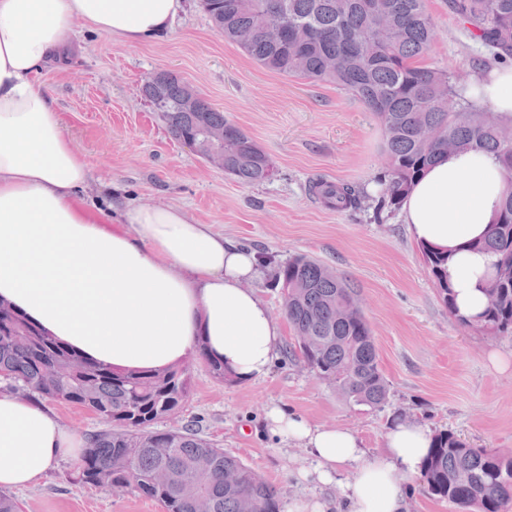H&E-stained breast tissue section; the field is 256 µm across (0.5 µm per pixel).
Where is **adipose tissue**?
Wrapping results in <instances>:
<instances>
[{"label":"adipose tissue","mask_w":512,"mask_h":512,"mask_svg":"<svg viewBox=\"0 0 512 512\" xmlns=\"http://www.w3.org/2000/svg\"><path fill=\"white\" fill-rule=\"evenodd\" d=\"M183 8L184 0H0V303L117 371L182 364L201 341L238 380H255L281 339L252 286L257 254L173 204H129L117 217L91 204L93 171L35 81L43 63L68 57L75 20L132 46L170 30ZM460 92L512 113V66L482 67ZM505 189L497 157L468 149L439 156L401 203L410 237L449 252L448 279L467 317L485 307L479 284L493 263L468 245ZM265 425L308 449L312 481L349 472L341 496L350 512H407L397 477L420 473L432 438L403 419L369 458L351 429L309 424L280 405ZM85 445L39 401L0 392V489L32 485L57 460L78 461Z\"/></svg>","instance_id":"ef3b65f1"}]
</instances>
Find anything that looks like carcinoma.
Returning a JSON list of instances; mask_svg holds the SVG:
<instances>
[{"mask_svg":"<svg viewBox=\"0 0 512 512\" xmlns=\"http://www.w3.org/2000/svg\"><path fill=\"white\" fill-rule=\"evenodd\" d=\"M224 39L261 66L310 82H331L354 94L385 131V171L379 198L351 184L319 180L312 190L338 211L394 209L413 181L448 146L482 149L500 160L507 185L496 220L470 248L494 258L482 286L487 304L474 319L460 315L448 283L449 254L421 251L444 303L463 327L512 337V140L502 129L512 115L490 112L463 98L448 72L418 65L435 40L426 0H200ZM483 47L512 56V0H448ZM331 58L335 68L327 66ZM185 82L159 73L142 86L171 137H196L199 127L224 129V172L245 185L268 180L269 155L223 112L200 97L197 111L181 108ZM282 313L295 343L290 353L348 404L382 408L388 384L372 329L351 284L324 264L296 255L274 267ZM196 357L222 382L233 378L198 342ZM0 377L10 389L38 400H63L100 418L105 428L86 434L87 446L65 477L161 504L164 512H280L273 486L235 455L205 439L192 424L159 430L161 414H178L192 390L189 367L158 373L116 372L83 358L17 311L0 307ZM423 490L466 512H502L512 501V457L475 448L452 432L434 434L421 472Z\"/></svg>","mask_w":512,"mask_h":512,"instance_id":"1","label":"carcinoma"}]
</instances>
